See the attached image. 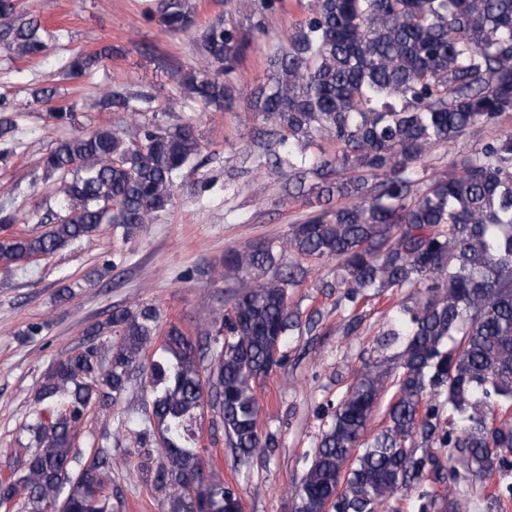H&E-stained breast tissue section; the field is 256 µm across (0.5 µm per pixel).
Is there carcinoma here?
Masks as SVG:
<instances>
[{"mask_svg": "<svg viewBox=\"0 0 512 512\" xmlns=\"http://www.w3.org/2000/svg\"><path fill=\"white\" fill-rule=\"evenodd\" d=\"M281 0H258L253 30ZM144 18L172 37L188 36L197 62L179 67L184 96L214 112L240 108L262 118L256 169L271 170L290 199L307 207L285 240H264L224 254L227 307L213 311L197 338L168 325L160 353L142 355L157 335L151 304L114 308L90 325L77 352L43 376L36 401L48 413L29 425L0 501L25 512H122L112 501V445L83 460L74 429L93 403L108 404L139 370L152 412L135 431L143 446L159 432L165 462L140 463L162 495L161 512H242L238 490L216 479L197 448L198 420L211 413L237 462L271 455L272 433L258 427L255 382L283 358L301 329L290 290L304 263L338 262L336 312L345 333L360 304L407 289L380 343L406 337L393 365L366 364L336 404L303 475L292 485L294 512H374L398 490L419 486L417 512H467V488L480 476L506 481L496 506L512 497V132L462 158L458 171L427 176L434 148L497 124L512 112V0H312L268 57L267 82L239 100L233 74L251 40L229 18L196 21L190 0H149ZM49 45L41 20L0 0V49L35 59ZM112 47L78 51L61 69L84 81ZM33 101L50 125L74 120L73 106L42 87ZM149 93L112 90L101 103L137 117L153 111ZM0 100V160L14 152L18 125ZM332 155L307 153L315 138ZM190 125L98 128L62 139L43 157L57 177L63 215L39 235L11 230L0 212V264L25 267L116 224L130 237L165 216L176 180L202 152ZM108 337L104 342L101 337ZM391 393L385 425L369 423ZM443 450L445 458L430 452ZM441 484L448 497L428 487Z\"/></svg>", "mask_w": 512, "mask_h": 512, "instance_id": "obj_1", "label": "carcinoma"}]
</instances>
